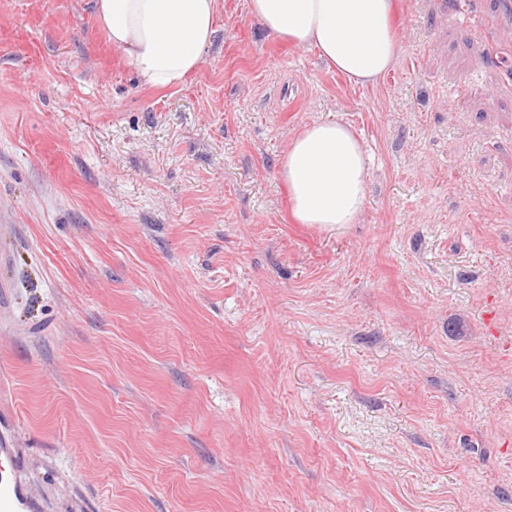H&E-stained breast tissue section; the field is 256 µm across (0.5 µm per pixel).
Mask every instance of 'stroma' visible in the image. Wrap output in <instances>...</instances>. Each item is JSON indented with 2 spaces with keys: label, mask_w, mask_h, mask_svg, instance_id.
Masks as SVG:
<instances>
[{
  "label": "stroma",
  "mask_w": 512,
  "mask_h": 512,
  "mask_svg": "<svg viewBox=\"0 0 512 512\" xmlns=\"http://www.w3.org/2000/svg\"><path fill=\"white\" fill-rule=\"evenodd\" d=\"M222 3L151 90L93 0H0V431L49 512H512V28L403 0L361 88ZM328 120L364 211L295 224ZM295 224L322 227L359 221L366 203L365 150L344 124L307 125L288 141L280 162Z\"/></svg>",
  "instance_id": "35a3bbf8"
}]
</instances>
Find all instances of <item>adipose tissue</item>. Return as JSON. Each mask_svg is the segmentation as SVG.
<instances>
[{"label": "adipose tissue", "mask_w": 512, "mask_h": 512, "mask_svg": "<svg viewBox=\"0 0 512 512\" xmlns=\"http://www.w3.org/2000/svg\"><path fill=\"white\" fill-rule=\"evenodd\" d=\"M220 0H95L98 25L143 84L174 88L198 70L211 45ZM264 29L313 47L356 85L398 61L395 0H249ZM295 223H357L366 203L365 150L344 124L324 121L292 136L280 162Z\"/></svg>", "instance_id": "adipose-tissue-1"}]
</instances>
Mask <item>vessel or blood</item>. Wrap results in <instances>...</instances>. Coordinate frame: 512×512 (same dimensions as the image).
Here are the masks:
<instances>
[{"label": "vessel or blood", "mask_w": 512, "mask_h": 512, "mask_svg": "<svg viewBox=\"0 0 512 512\" xmlns=\"http://www.w3.org/2000/svg\"><path fill=\"white\" fill-rule=\"evenodd\" d=\"M47 500L32 486L20 453L0 435V512H45Z\"/></svg>", "instance_id": "b4317fda"}]
</instances>
